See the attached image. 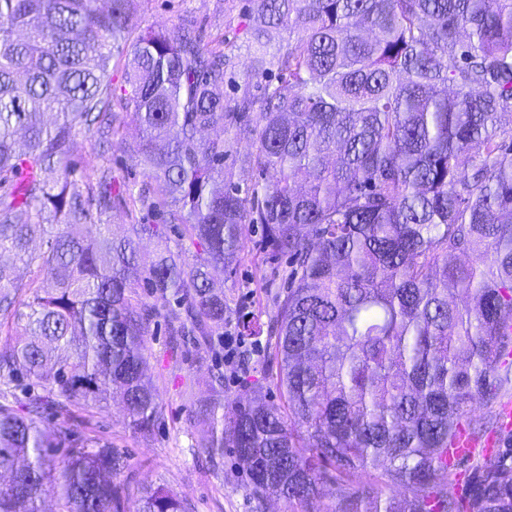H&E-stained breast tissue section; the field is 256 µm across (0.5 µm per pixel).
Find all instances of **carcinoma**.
Wrapping results in <instances>:
<instances>
[{"label": "carcinoma", "instance_id": "obj_1", "mask_svg": "<svg viewBox=\"0 0 512 512\" xmlns=\"http://www.w3.org/2000/svg\"><path fill=\"white\" fill-rule=\"evenodd\" d=\"M137 2L0 0V255L53 283L0 261V512H42L48 492L56 512H124L125 458L78 434L70 407L118 398L152 434L150 326L177 347L224 344L212 271L241 263L248 224L288 259L275 321L236 317L240 336H276L280 399L230 402L216 362L191 410L205 456L235 449L253 496L291 512H321L327 482L350 487L336 512L396 484L411 495L383 512H512V434L448 462L470 405L512 389V0H254L260 45L297 37L261 57L260 93L231 99L236 43L191 15L137 35ZM128 117L145 186L109 169L72 181L73 129L105 148ZM234 139L268 180L233 181ZM117 211L120 238L104 222ZM144 238L160 243L148 260ZM46 413L63 415L50 432ZM463 466L472 485L454 496ZM135 512L193 508L156 488Z\"/></svg>", "mask_w": 512, "mask_h": 512}]
</instances>
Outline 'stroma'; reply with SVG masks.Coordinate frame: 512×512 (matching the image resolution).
Here are the masks:
<instances>
[{
  "label": "stroma",
  "instance_id": "35a3bbf8",
  "mask_svg": "<svg viewBox=\"0 0 512 512\" xmlns=\"http://www.w3.org/2000/svg\"><path fill=\"white\" fill-rule=\"evenodd\" d=\"M252 8L251 0H140L137 29L144 32L170 27L188 13L196 17L206 33L237 39L240 49L236 67L224 85V95L230 98L244 88L256 65L257 51L247 47L245 35L249 24L247 15ZM138 138L135 125H127L122 137L103 150L92 134L76 130L71 144L74 180L84 182L108 168L120 180L140 186L145 180L144 171L132 166L128 158L129 148ZM246 233L245 258L233 272L218 271L214 278L217 286L223 287L224 299L231 310H242L264 324L277 314V297L286 289L279 271L286 263L270 260L260 250V235L255 228H247ZM274 346V337L268 335L244 339L243 350L251 355L250 371L243 374L235 371L233 365L225 364V395L229 400L247 403L248 390L252 387L261 389L268 399L278 400L279 393L273 383ZM223 358V353L205 349L173 354L163 329H151L147 374L165 410L164 422L145 438L129 428L120 402L75 413L72 424L77 432L94 429L110 438L114 448L126 455L128 468L121 480L126 486L127 512H133L141 494L158 487L189 500L194 512H289L283 500L269 496L259 501L252 496L249 479L232 449H225L224 467L215 472L207 469L200 456L201 430L189 422L191 391L212 362Z\"/></svg>",
  "mask_w": 512,
  "mask_h": 512
}]
</instances>
